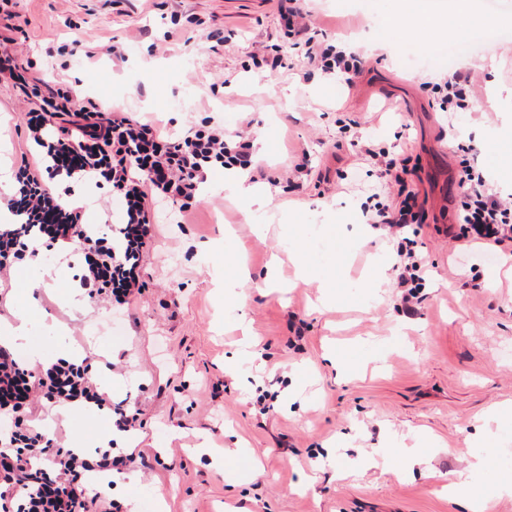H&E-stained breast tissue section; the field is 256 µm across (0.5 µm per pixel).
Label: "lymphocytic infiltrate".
Segmentation results:
<instances>
[{"mask_svg":"<svg viewBox=\"0 0 512 512\" xmlns=\"http://www.w3.org/2000/svg\"><path fill=\"white\" fill-rule=\"evenodd\" d=\"M278 14L285 30L305 35L307 59L325 75L349 81L359 75L355 54L310 36L297 0H278ZM35 68V62L0 48V78L30 101L23 132L37 149L15 165L13 193L0 196V205L18 219L0 228V276L14 260L73 245L82 256L79 286L89 298L104 297L116 308L131 305L146 290L141 261L156 235L157 203L191 211L210 171L251 170L252 146L208 120L178 137L162 135L152 123L127 112H105L93 98H77L67 83L35 77ZM78 184L122 196L121 223L107 218L88 227L85 206L69 202ZM461 184L467 194L455 238L512 252V203L502 199L477 166L464 167ZM363 213L368 224L387 227L404 242L395 268L402 300L410 302L425 268L414 237L424 215L414 195L390 205L365 206ZM91 369L88 361L65 358L31 368L0 343V512H127L123 502L91 488L90 477L120 476L133 465L145 474L154 471L157 457L141 449L83 451L32 425L39 403L64 400L107 412L118 432L142 429L136 405L113 402L92 379Z\"/></svg>","mask_w":512,"mask_h":512,"instance_id":"1","label":"lymphocytic infiltrate"}]
</instances>
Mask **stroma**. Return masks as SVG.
Instances as JSON below:
<instances>
[{"label": "stroma", "mask_w": 512, "mask_h": 512, "mask_svg": "<svg viewBox=\"0 0 512 512\" xmlns=\"http://www.w3.org/2000/svg\"><path fill=\"white\" fill-rule=\"evenodd\" d=\"M329 42L362 43L365 73L354 86L326 78L280 29L277 0H18L14 49L45 79L90 77L112 87L115 107L185 132L206 116L226 131L248 129L259 171L256 196L224 186V174L181 222L159 206V235L146 250L144 295L128 310L73 299L74 271L56 253L16 262L0 296V332L28 323L16 352L45 361L66 354L123 359L99 376L113 398L136 397L145 427L139 448L160 452L151 477H121L115 498L130 512H512L501 481L512 471V255L453 239L464 201L461 144L502 193L512 192V38L480 51L496 71L479 72L480 111H440L430 87L451 68L425 57L426 35L395 16L398 0H300ZM223 46H215V37ZM77 42L68 71L45 50ZM124 58L109 54L113 40ZM283 48L277 72L253 55ZM27 108L0 79V170L31 145L20 132ZM383 149L407 168L405 185L365 157ZM417 193L429 262L414 311L397 286L398 241L364 224L370 195ZM319 270L300 278L292 254ZM251 272L237 280L239 267ZM336 297L321 305L324 278ZM119 322L104 348L92 328ZM273 396L260 413L256 399ZM87 429L44 408L42 429L93 448L107 419ZM468 472V497L445 487Z\"/></svg>", "instance_id": "obj_1"}]
</instances>
